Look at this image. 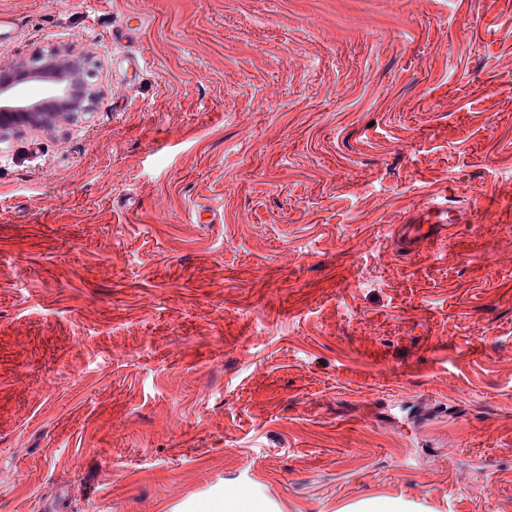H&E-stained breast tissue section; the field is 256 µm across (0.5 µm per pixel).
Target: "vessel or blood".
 <instances>
[{"instance_id": "b4317fda", "label": "vessel or blood", "mask_w": 512, "mask_h": 512, "mask_svg": "<svg viewBox=\"0 0 512 512\" xmlns=\"http://www.w3.org/2000/svg\"><path fill=\"white\" fill-rule=\"evenodd\" d=\"M474 221L473 208L450 206L432 199L399 224L394 235L402 247L422 251L430 249L438 239H453L461 225Z\"/></svg>"}]
</instances>
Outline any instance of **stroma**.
<instances>
[{
  "instance_id": "obj_1",
  "label": "stroma",
  "mask_w": 512,
  "mask_h": 512,
  "mask_svg": "<svg viewBox=\"0 0 512 512\" xmlns=\"http://www.w3.org/2000/svg\"><path fill=\"white\" fill-rule=\"evenodd\" d=\"M1 12L98 96L0 139V512H512V0ZM474 207L450 206L433 197L399 224L394 235L402 247L422 251L440 238L452 240L462 224L475 223Z\"/></svg>"
}]
</instances>
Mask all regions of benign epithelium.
I'll return each mask as SVG.
<instances>
[{
  "label": "benign epithelium",
  "instance_id": "benign-epithelium-1",
  "mask_svg": "<svg viewBox=\"0 0 512 512\" xmlns=\"http://www.w3.org/2000/svg\"><path fill=\"white\" fill-rule=\"evenodd\" d=\"M48 72L56 77L53 92L57 112H81L90 108L96 96L95 88L69 48L38 51L13 68L1 70L0 95L7 98L21 82ZM53 115L54 112L39 107L3 105L0 107V132L19 124L49 132L53 130L50 120Z\"/></svg>",
  "mask_w": 512,
  "mask_h": 512
}]
</instances>
